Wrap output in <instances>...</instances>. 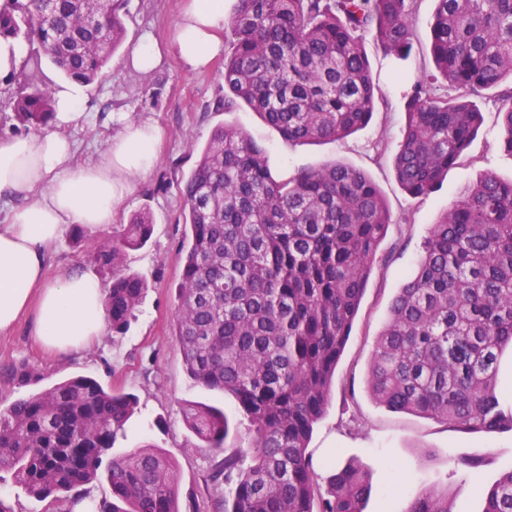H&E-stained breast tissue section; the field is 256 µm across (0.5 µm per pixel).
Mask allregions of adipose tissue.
<instances>
[{
  "label": "adipose tissue",
  "mask_w": 512,
  "mask_h": 512,
  "mask_svg": "<svg viewBox=\"0 0 512 512\" xmlns=\"http://www.w3.org/2000/svg\"><path fill=\"white\" fill-rule=\"evenodd\" d=\"M224 0H186L167 44L152 35L129 49L124 65L153 73L167 55L186 71L209 68L224 51ZM87 86L56 83L52 126L40 133L0 138V200L9 206L0 225V333L34 311V336L48 350L81 353L107 326L106 294L85 274L64 273L46 283L48 248L67 225L112 224L115 209L133 190L135 177L156 161L161 129L149 121L129 125L92 162L75 161L70 131L85 119Z\"/></svg>",
  "instance_id": "ef3b65f1"
}]
</instances>
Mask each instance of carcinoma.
I'll return each instance as SVG.
<instances>
[{
	"label": "carcinoma",
	"mask_w": 512,
	"mask_h": 512,
	"mask_svg": "<svg viewBox=\"0 0 512 512\" xmlns=\"http://www.w3.org/2000/svg\"><path fill=\"white\" fill-rule=\"evenodd\" d=\"M430 51L448 94L414 84L394 166L413 196L430 193L463 155L482 112L472 100L512 79V0H437ZM124 0H0V36L30 54L9 98L12 129L53 114L42 61L90 83L120 47ZM416 0H237L224 35L223 112L243 102L288 143L336 142L364 126L377 89L363 42L389 56L412 38ZM512 152V86L501 94ZM189 228L173 337L193 382L232 396L254 434L228 444L224 411L183 407L185 424L214 455L210 481L224 512H363L369 472L348 464L326 485L308 450L330 403L336 365L391 215L362 171L334 163L275 179L262 146L239 128L213 133L186 180ZM152 232L146 213L87 244L110 274L112 332H126L147 288L127 272L129 252ZM512 350V181L492 173L460 193L433 224L415 275L400 288L368 369L373 400L393 412L442 420L464 433L512 431V399L498 393ZM39 375L20 362L0 384ZM134 395L77 376L0 407V472L36 500L105 475L112 500L94 512H180L175 462L158 449L111 458L136 411ZM407 512H452L430 490ZM483 512H512V471L485 495Z\"/></svg>",
	"instance_id": "1"
}]
</instances>
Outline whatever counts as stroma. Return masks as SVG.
Returning <instances> with one entry per match:
<instances>
[{
  "label": "stroma",
  "instance_id": "obj_1",
  "mask_svg": "<svg viewBox=\"0 0 512 512\" xmlns=\"http://www.w3.org/2000/svg\"><path fill=\"white\" fill-rule=\"evenodd\" d=\"M181 6L182 0H128L122 13L126 45H134L146 33L166 42ZM436 6V0H417L406 58L384 55L373 39L365 40L379 87L375 111L367 126L336 142L293 147L248 107L215 111V100L224 95L223 59H216L210 70L193 74L171 55L161 68L142 76L125 69L124 52L114 54L104 76L90 84L88 118L71 136L77 160L86 162L95 159L118 131L115 116L131 123L148 120L162 128L155 167L136 177L133 192L118 204L115 218L116 224H125L143 209L152 216L150 239L127 258L128 269L142 275L149 288L125 334L104 333L80 355L44 351L33 336V314L23 315L12 331L0 334V370L24 361L42 374L46 386L82 375L112 391L136 395L137 412L117 438L113 456L145 445L162 450L177 465L181 506L216 512L209 480L212 454L197 447L181 408L189 402L221 407L236 445L249 447L251 437L231 396L193 385L172 332L185 240L181 187L213 131L232 125L265 148L276 178L289 179L334 163L363 171L380 190L392 217L336 366L329 406L309 443L321 462L320 478L351 461L367 469L372 491L363 512H406L431 489L448 490L456 512H483L484 492L512 471V432L466 434L431 418L395 413L377 404L367 388L377 338L395 296L417 268L432 225L483 174L512 180V153L502 143L501 100L495 90L477 98L483 125L440 186L416 197L396 179L393 160L406 122L407 97L417 80L436 72L429 51ZM66 271L96 276L104 284L109 281L69 231L51 248L46 277L52 280ZM473 455L483 457L481 466H454L455 458Z\"/></svg>",
  "mask_w": 512,
  "mask_h": 512
}]
</instances>
